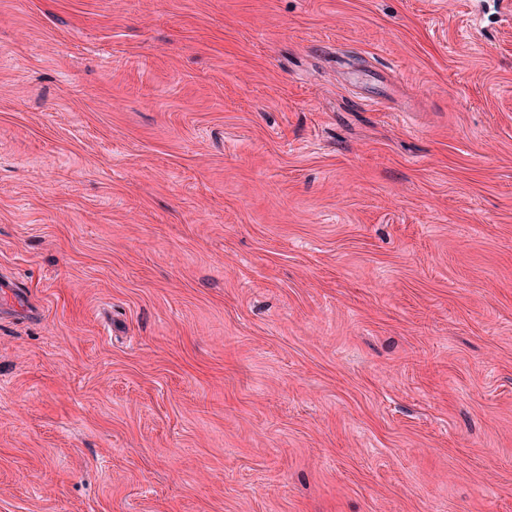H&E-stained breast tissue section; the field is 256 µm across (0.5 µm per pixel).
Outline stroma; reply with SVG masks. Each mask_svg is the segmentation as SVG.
Listing matches in <instances>:
<instances>
[{"instance_id": "stroma-1", "label": "stroma", "mask_w": 512, "mask_h": 512, "mask_svg": "<svg viewBox=\"0 0 512 512\" xmlns=\"http://www.w3.org/2000/svg\"><path fill=\"white\" fill-rule=\"evenodd\" d=\"M0 0V512H512V0ZM0 291L8 299L6 303H2V310L3 306L6 305L14 313H22L24 315L35 314L30 306L27 292L19 288L14 282L2 280L0 282Z\"/></svg>"}]
</instances>
